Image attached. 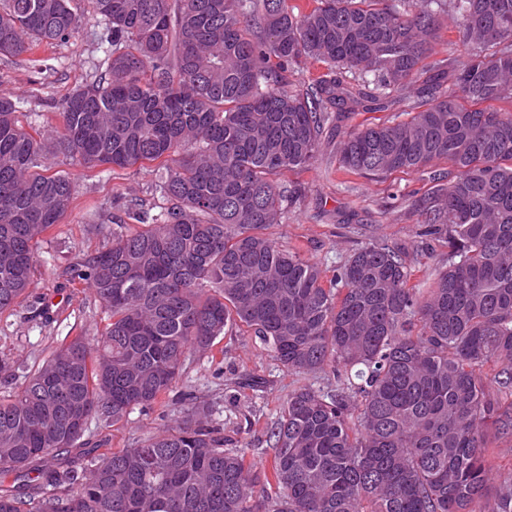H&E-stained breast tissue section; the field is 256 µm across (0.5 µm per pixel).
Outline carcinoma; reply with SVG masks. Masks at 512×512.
I'll return each mask as SVG.
<instances>
[{
    "mask_svg": "<svg viewBox=\"0 0 512 512\" xmlns=\"http://www.w3.org/2000/svg\"><path fill=\"white\" fill-rule=\"evenodd\" d=\"M75 2L0 0V56L73 37ZM314 2L88 0L106 67L65 100L57 144L89 168L161 161L166 205L130 203L141 229L115 223L63 270L103 326L0 397V512H473L494 482L487 435L512 436V112L493 108L512 101V0ZM449 17L462 53L417 87ZM308 58L326 72L289 88ZM410 92L409 119L353 129L338 161L425 176L409 214L447 262L412 285L405 251L375 241L326 283L264 233L296 194L276 176L307 168L325 129ZM19 109L0 97V313L75 194L40 172L45 135ZM233 325L285 369L338 379L288 395L269 470L193 403L133 448L87 435L153 408ZM496 482L486 512H512V478Z\"/></svg>",
    "mask_w": 512,
    "mask_h": 512,
    "instance_id": "cac0c4a2",
    "label": "carcinoma"
}]
</instances>
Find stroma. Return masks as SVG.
Returning <instances> with one entry per match:
<instances>
[{"label":"stroma","mask_w":512,"mask_h":512,"mask_svg":"<svg viewBox=\"0 0 512 512\" xmlns=\"http://www.w3.org/2000/svg\"><path fill=\"white\" fill-rule=\"evenodd\" d=\"M102 27L92 19L69 41L0 58V95L21 100L25 128L52 133L69 93L103 71ZM411 108L406 101L386 111L359 112L326 130L308 169L280 175L281 183L300 189L301 195L281 221L268 228L270 238L318 263L328 275L355 249L376 240L407 250L414 281H422L426 269L441 264L446 248L436 247L430 257L416 250L418 226L408 212V198L412 191L426 188L418 175L395 172L369 180L340 170L337 161V146L347 131L385 122ZM47 163L52 171L70 174L76 185L74 199L62 222L36 247L38 262L26 299L0 315V358L29 371L56 347L76 336L94 335L100 325L101 306L91 289L78 285L57 294L61 271L77 254L109 245L107 231L113 221L124 218L129 200L139 198L156 207L165 203L156 188V164L88 168L61 153L49 154ZM301 387L327 392L335 389L336 381L322 372L284 369L269 348L235 328L217 339L211 352L187 360L163 403L147 414L132 411L127 423L105 434L113 448L135 447L161 430L188 398L208 404L212 421L223 425L225 435L246 449L261 470L273 459L267 432L288 395Z\"/></svg>","instance_id":"35a3bbf8"}]
</instances>
